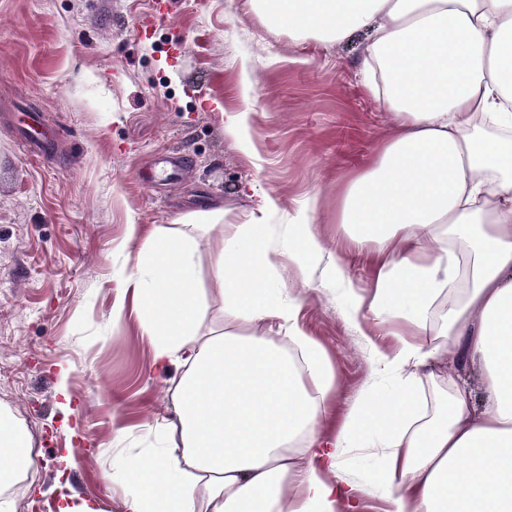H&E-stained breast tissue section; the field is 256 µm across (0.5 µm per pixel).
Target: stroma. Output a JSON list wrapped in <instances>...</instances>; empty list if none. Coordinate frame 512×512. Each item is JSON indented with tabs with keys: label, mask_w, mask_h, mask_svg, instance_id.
<instances>
[{
	"label": "stroma",
	"mask_w": 512,
	"mask_h": 512,
	"mask_svg": "<svg viewBox=\"0 0 512 512\" xmlns=\"http://www.w3.org/2000/svg\"><path fill=\"white\" fill-rule=\"evenodd\" d=\"M162 4L167 26L144 39L136 24L152 0H0V381L37 441L14 512L64 492L91 512H125L112 474L171 416L178 368L153 366L133 303L112 317L135 271L129 225L176 229L215 208L241 224L258 188L279 201L275 226L316 199L334 259L336 186L393 132L360 73L364 35L300 42L271 31L248 0ZM31 112L61 134L41 158L18 131ZM239 112L246 152L226 127ZM182 150L191 162L170 192L152 191L143 174ZM283 286L301 296L299 323L334 365L329 416L340 419L375 372L365 336L392 339L370 320L356 331L336 289Z\"/></svg>",
	"instance_id": "obj_1"
}]
</instances>
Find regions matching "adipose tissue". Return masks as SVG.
<instances>
[{
  "label": "adipose tissue",
  "mask_w": 512,
  "mask_h": 512,
  "mask_svg": "<svg viewBox=\"0 0 512 512\" xmlns=\"http://www.w3.org/2000/svg\"><path fill=\"white\" fill-rule=\"evenodd\" d=\"M300 41L370 40L365 73H381L393 133L336 189V224L371 286L357 290L344 259L324 262L311 207L298 208L278 246L262 229L278 201L263 194L248 223L219 211L159 224L139 240L129 286L153 362H178L174 420L154 448L128 454L115 474L126 512H358L360 493L384 512H512V0H251ZM219 230L201 314L198 237ZM321 271L348 296L352 317L372 314L397 345L371 346L376 375L323 437L336 372L296 322ZM477 363L484 402L456 381L424 406L419 369L442 355ZM30 437L0 408V473L30 469ZM377 448L364 485L341 468Z\"/></svg>",
  "instance_id": "1"
}]
</instances>
